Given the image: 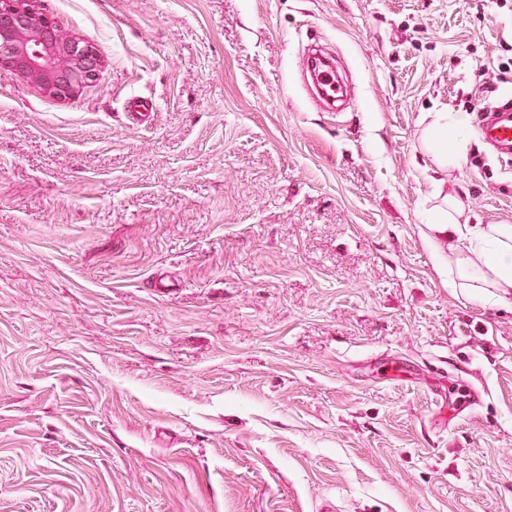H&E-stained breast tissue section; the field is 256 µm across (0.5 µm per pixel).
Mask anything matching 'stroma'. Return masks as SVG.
<instances>
[{"instance_id":"35a3bbf8","label":"stroma","mask_w":512,"mask_h":512,"mask_svg":"<svg viewBox=\"0 0 512 512\" xmlns=\"http://www.w3.org/2000/svg\"><path fill=\"white\" fill-rule=\"evenodd\" d=\"M34 5L103 69L66 100L0 71V512H512V309L427 228L439 179L512 224L477 133L512 0ZM318 84L321 88L319 94L325 100H333L340 98L344 94L343 87L336 81V76L332 68L328 65L322 67L316 74ZM328 99H327V98ZM430 116L421 134L423 151L439 170H447L460 164L467 151L463 120L458 112H432Z\"/></svg>"}]
</instances>
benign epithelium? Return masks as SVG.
<instances>
[{
	"label": "benign epithelium",
	"instance_id": "7a95c632",
	"mask_svg": "<svg viewBox=\"0 0 512 512\" xmlns=\"http://www.w3.org/2000/svg\"><path fill=\"white\" fill-rule=\"evenodd\" d=\"M60 99L72 98L100 76L94 49L65 35L27 0H0V70Z\"/></svg>",
	"mask_w": 512,
	"mask_h": 512
}]
</instances>
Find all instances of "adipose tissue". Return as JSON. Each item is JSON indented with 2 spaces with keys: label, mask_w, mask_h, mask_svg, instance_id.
Returning a JSON list of instances; mask_svg holds the SVG:
<instances>
[{
  "label": "adipose tissue",
  "mask_w": 512,
  "mask_h": 512,
  "mask_svg": "<svg viewBox=\"0 0 512 512\" xmlns=\"http://www.w3.org/2000/svg\"><path fill=\"white\" fill-rule=\"evenodd\" d=\"M424 153L441 170L458 165L465 157L468 142L463 135V120L456 112H435L423 129ZM441 195L439 206L430 214V241L437 253L455 257L448 270L452 288H492L496 302L506 303L512 295V225L489 224L470 227L459 223V204L435 187Z\"/></svg>",
  "instance_id": "1"
}]
</instances>
